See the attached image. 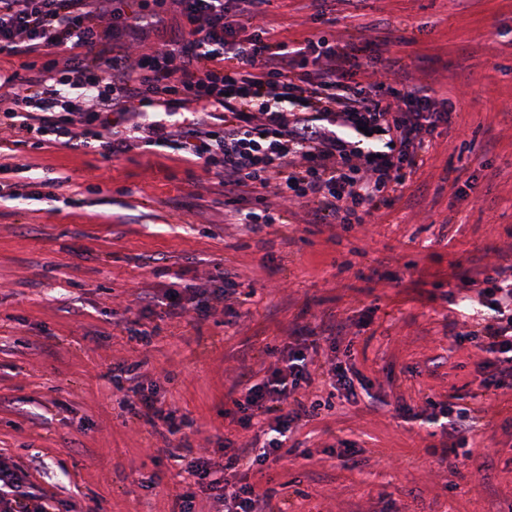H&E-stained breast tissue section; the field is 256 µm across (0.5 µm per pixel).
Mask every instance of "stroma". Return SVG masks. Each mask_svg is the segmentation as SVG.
<instances>
[{"label": "stroma", "mask_w": 512, "mask_h": 512, "mask_svg": "<svg viewBox=\"0 0 512 512\" xmlns=\"http://www.w3.org/2000/svg\"><path fill=\"white\" fill-rule=\"evenodd\" d=\"M311 0H275L282 39L310 34ZM336 31L387 43L414 83L450 99L448 125L392 205L346 230L298 208L251 231L224 221V188L165 152L0 143V457L55 512H170L180 463L168 447L221 459L252 430L230 415L244 371L274 350L321 340L318 360L351 366L385 398L353 403L318 388L298 451L251 476L283 512H512V410L487 415L470 460L439 464V427L398 409L460 397L480 409L474 343L450 321L479 317L460 271L512 266V0H338ZM30 174L8 170L14 157ZM50 172L52 201L10 198ZM223 271L235 290L209 316L170 312L173 288ZM132 369L175 428L136 420L111 370ZM356 460H337L340 441Z\"/></svg>", "instance_id": "stroma-1"}]
</instances>
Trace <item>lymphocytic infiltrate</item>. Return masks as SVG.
Instances as JSON below:
<instances>
[{"instance_id":"lymphocytic-infiltrate-1","label":"lymphocytic infiltrate","mask_w":512,"mask_h":512,"mask_svg":"<svg viewBox=\"0 0 512 512\" xmlns=\"http://www.w3.org/2000/svg\"><path fill=\"white\" fill-rule=\"evenodd\" d=\"M317 2V29L288 40L271 24L273 0H0V55L26 59L24 73L0 74L6 128L37 146L78 149L94 140L106 157L159 147L183 152L223 186L229 216L254 229L280 223L288 204L301 207L310 224L369 223L377 204L408 186L455 107L406 83L403 66L373 41L337 39L325 26L328 0ZM171 8L182 19L177 38L126 44L131 32L148 36ZM245 21L252 31L242 38ZM371 66L382 75L373 93L360 80ZM460 280L491 314L483 331L450 337L477 342L485 393L512 394V266ZM317 372L296 350L262 381H241L240 424L268 428L270 438L234 449L220 465L193 461L196 488L176 493L171 512H196L200 492L224 512H259L254 485L234 478L283 459L294 424L318 407L300 396ZM426 420L448 438L436 454L441 464L477 428L467 408H443ZM219 466L231 480L217 487L209 476ZM25 484L0 460V512H51L49 500Z\"/></svg>"}]
</instances>
